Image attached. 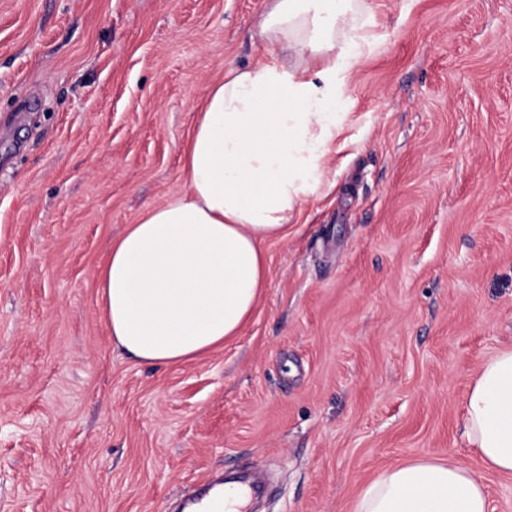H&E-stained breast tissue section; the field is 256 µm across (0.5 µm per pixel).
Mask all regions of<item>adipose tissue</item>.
<instances>
[{"label":"adipose tissue","instance_id":"adipose-tissue-1","mask_svg":"<svg viewBox=\"0 0 512 512\" xmlns=\"http://www.w3.org/2000/svg\"><path fill=\"white\" fill-rule=\"evenodd\" d=\"M359 3L266 0L257 34L277 53L225 68L189 135L182 192L148 207L99 270L118 349L174 366L239 336L266 284L262 243L328 180L345 80L372 47ZM461 434L486 471L512 474V349L478 373ZM353 512H490V502L459 463L407 461L365 484Z\"/></svg>","mask_w":512,"mask_h":512}]
</instances>
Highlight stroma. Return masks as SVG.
Wrapping results in <instances>:
<instances>
[{
    "label": "stroma",
    "instance_id": "35a3bbf8",
    "mask_svg": "<svg viewBox=\"0 0 512 512\" xmlns=\"http://www.w3.org/2000/svg\"><path fill=\"white\" fill-rule=\"evenodd\" d=\"M265 0H0V512H178L258 469L259 512H352L404 461L512 475L461 435L512 348V0H362L372 51L304 200L263 245L240 335L165 367L99 304L112 241L182 190L224 68L265 62Z\"/></svg>",
    "mask_w": 512,
    "mask_h": 512
}]
</instances>
